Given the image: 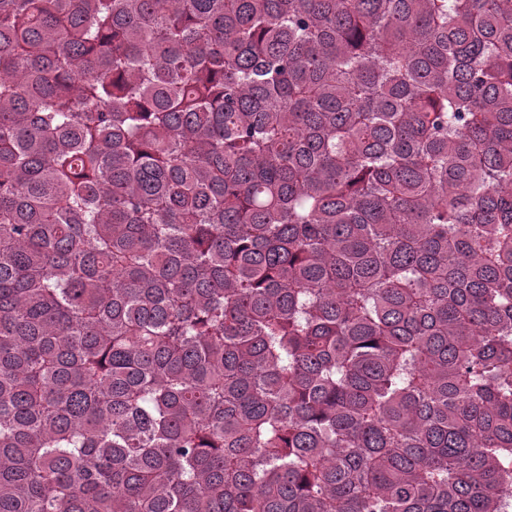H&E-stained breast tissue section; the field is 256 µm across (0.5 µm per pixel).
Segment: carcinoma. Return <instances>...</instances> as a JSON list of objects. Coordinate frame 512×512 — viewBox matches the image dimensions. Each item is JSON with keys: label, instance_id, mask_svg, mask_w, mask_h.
<instances>
[{"label": "carcinoma", "instance_id": "obj_1", "mask_svg": "<svg viewBox=\"0 0 512 512\" xmlns=\"http://www.w3.org/2000/svg\"><path fill=\"white\" fill-rule=\"evenodd\" d=\"M0 512H512V0H0Z\"/></svg>", "mask_w": 512, "mask_h": 512}]
</instances>
